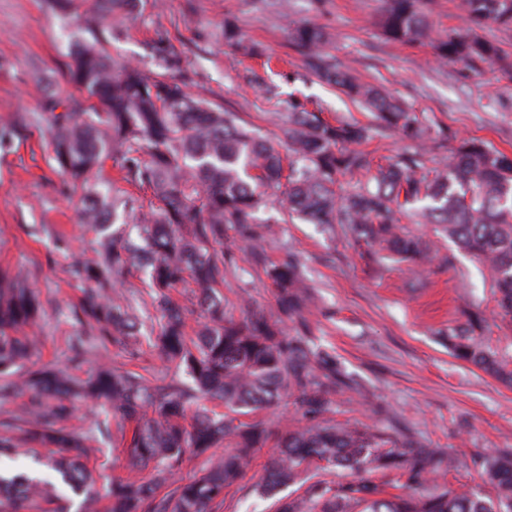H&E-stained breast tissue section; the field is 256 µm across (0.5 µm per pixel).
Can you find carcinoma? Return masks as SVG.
<instances>
[{
  "mask_svg": "<svg viewBox=\"0 0 512 512\" xmlns=\"http://www.w3.org/2000/svg\"><path fill=\"white\" fill-rule=\"evenodd\" d=\"M465 25L433 36L423 0H383L377 25L384 38L404 45L431 44L442 61L488 63L512 77V61L499 43L478 31L494 26L512 31V0H464ZM51 12L75 19L72 50L64 64L68 93L43 99L53 160L64 183L83 182L81 223L101 240L94 261L76 260L71 276L85 285L70 313L69 367L30 364L37 339L23 329L45 316L39 293L21 274L0 271V402L24 398L19 410L0 421V456L23 444L45 450L44 464L70 491L48 479L0 474V512H222L226 493L249 469L254 453L272 430L247 416L292 399L300 425L282 430L264 475L252 485L260 497L285 486L302 493L277 500L276 512H512V450L484 457L483 494L443 476L465 466L462 459L422 441L366 425L336 422L337 397L359 391L336 358L307 331L304 314L311 295L293 251L266 274L277 289L278 315L238 301L243 316L224 305V239L233 230L255 260L276 218H258L264 195L287 186L289 219L339 224L356 239L377 245L391 259L420 261L432 249L400 225L411 213L435 234L482 261L491 272L496 317L512 320V158L480 138H463L432 178L425 167L424 114L413 112L382 87L360 81L336 66L325 52L333 35L304 21L289 26L290 46L308 71L336 86L371 113L372 123L324 119L301 104L271 112L284 125L283 148L239 125L234 115L191 99L181 57L169 40L151 46L154 69L111 55L103 42L124 35L122 18L143 8V0H48ZM224 43L247 55L259 54L239 28L224 24ZM404 132L415 150L388 165H373L361 145L373 129ZM119 160L122 179L152 191L146 207L134 196L103 192L89 176L102 158ZM132 224L136 236L125 230ZM136 265L146 277L148 299L123 307L106 301L112 286ZM187 288L185 304L171 291ZM154 308V341L176 370L170 380L102 365L84 381L70 370L89 350L139 343L142 312ZM200 311L196 338L187 336L184 314ZM488 318L470 308L463 323L448 326L452 356L512 386V357L483 340ZM220 401L224 413L198 405ZM104 406L129 425L126 454L132 476L112 484L106 496L86 466L96 434L77 435L66 423L76 403ZM225 443L216 457L211 450ZM204 459L191 479L179 476L187 455ZM151 468L143 480L136 473ZM404 489L391 494L387 488ZM80 498L72 509L73 498Z\"/></svg>",
  "mask_w": 512,
  "mask_h": 512,
  "instance_id": "carcinoma-1",
  "label": "carcinoma"
}]
</instances>
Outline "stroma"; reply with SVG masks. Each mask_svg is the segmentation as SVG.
Returning <instances> with one entry per match:
<instances>
[{
	"mask_svg": "<svg viewBox=\"0 0 512 512\" xmlns=\"http://www.w3.org/2000/svg\"><path fill=\"white\" fill-rule=\"evenodd\" d=\"M380 9L381 0H161L129 20L126 37L108 50L147 68L151 42L168 34L191 73L189 93L237 113L272 139L281 135L267 115L274 100L283 112L296 98L322 107L332 120L368 121V113L311 75L288 46L290 22L306 19L335 33L328 51L337 64L382 83L445 129V136L427 143L430 162L446 157L457 139L473 136L512 156V80L485 63L437 61L427 45L386 42L377 26ZM228 19L263 47L271 66L224 44L220 32ZM69 40V28L45 0H0V124H20L0 147V269L27 273L46 306L34 357L39 364L68 362L70 329L58 315L82 296L69 268L74 258L93 257L97 247L94 234L79 222L83 190L63 191L47 124L39 118L45 87L63 82ZM439 249L453 255L452 267L382 260L343 230L298 222L280 225L265 243V257L299 253L316 302L307 317L311 334L364 388L340 404L337 420L453 451L465 465L450 472L448 481L476 488L485 454L512 448V389L449 354L443 333L449 323L462 321L465 304L490 312L495 301L482 263L445 240ZM224 251L233 263L225 303L236 305L245 290L255 307L276 312L275 291L261 265L234 237H227ZM106 360L150 379L171 373L145 342L132 352L114 346L108 355H90L74 374L86 378ZM118 423L114 414L85 402L70 423L80 433L100 426L109 431L89 461L102 491L128 475Z\"/></svg>",
	"mask_w": 512,
	"mask_h": 512,
	"instance_id": "1",
	"label": "stroma"
}]
</instances>
